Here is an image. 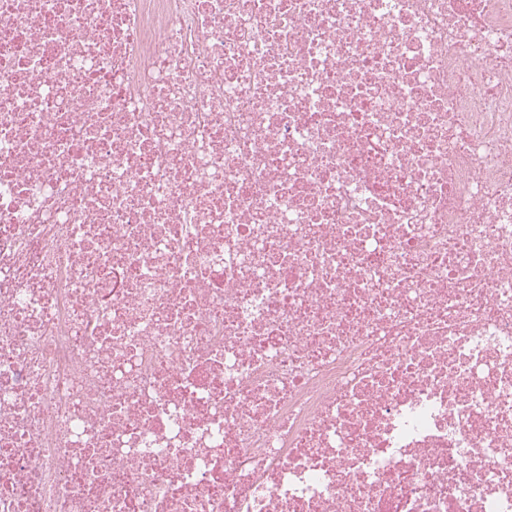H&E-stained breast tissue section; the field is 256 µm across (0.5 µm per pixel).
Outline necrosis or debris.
<instances>
[{"label": "necrosis or debris", "instance_id": "4bbe7bcc", "mask_svg": "<svg viewBox=\"0 0 512 512\" xmlns=\"http://www.w3.org/2000/svg\"><path fill=\"white\" fill-rule=\"evenodd\" d=\"M0 512H512V0H0Z\"/></svg>", "mask_w": 512, "mask_h": 512}]
</instances>
